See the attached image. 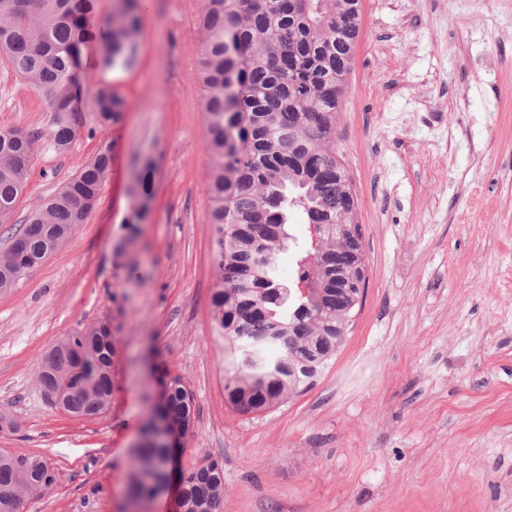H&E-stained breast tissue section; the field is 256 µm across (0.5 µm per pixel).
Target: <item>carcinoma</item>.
Here are the masks:
<instances>
[{"label": "carcinoma", "mask_w": 512, "mask_h": 512, "mask_svg": "<svg viewBox=\"0 0 512 512\" xmlns=\"http://www.w3.org/2000/svg\"><path fill=\"white\" fill-rule=\"evenodd\" d=\"M199 79L204 88L206 146L211 157L206 191L214 227L212 318L237 367L225 372L227 403L241 413L276 406L311 387L346 340L363 300L367 269L356 222L358 197L336 159L338 112L360 36L361 0H200ZM107 29L97 47L107 70L134 64L140 0H101ZM89 0H0V61L51 112L44 132L0 129V216L10 214L26 185L39 142L70 150L83 126L86 91L78 78L91 37ZM96 122H118L130 104L112 86L92 92ZM148 161L132 175L126 238L148 220ZM112 168L110 146L81 163L76 174L30 212L26 225L0 250V293L66 246L95 208ZM303 211L321 225L317 244L297 261L301 294L280 279L288 212ZM114 355L108 323L59 339L41 360L37 383L46 398L63 397L66 413L96 416L112 398ZM162 392L144 419L133 449L128 492L147 502L171 482L182 487L179 512H221L224 469L208 460L174 472L180 452L160 438L190 432L194 397L179 376L159 379ZM57 486L47 459L0 452V512H22L26 498Z\"/></svg>", "instance_id": "obj_1"}]
</instances>
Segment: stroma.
Segmentation results:
<instances>
[{"instance_id": "35a3bbf8", "label": "stroma", "mask_w": 512, "mask_h": 512, "mask_svg": "<svg viewBox=\"0 0 512 512\" xmlns=\"http://www.w3.org/2000/svg\"><path fill=\"white\" fill-rule=\"evenodd\" d=\"M199 0H145L136 61L83 50L91 103L69 152L38 148L0 248L103 144L112 173L69 244L0 295V451L49 458L59 480L23 512H128L131 450L167 372L197 416L179 464L224 467L223 512H512V0H362L335 152L358 196L368 282L315 384L266 411L224 398L207 221ZM44 98L0 63V128L46 130ZM156 162L152 214L116 251L135 157ZM112 326V403L51 406L37 367L59 338ZM96 122L107 126L117 123L130 104L111 85H98L92 92Z\"/></svg>"}]
</instances>
